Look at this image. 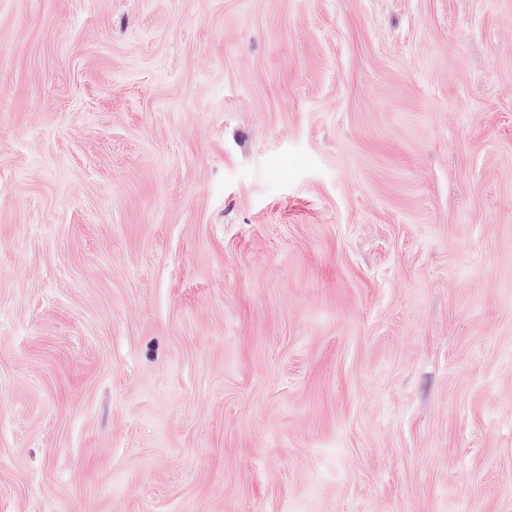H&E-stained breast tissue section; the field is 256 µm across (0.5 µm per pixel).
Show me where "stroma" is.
I'll list each match as a JSON object with an SVG mask.
<instances>
[{
  "label": "stroma",
  "mask_w": 512,
  "mask_h": 512,
  "mask_svg": "<svg viewBox=\"0 0 512 512\" xmlns=\"http://www.w3.org/2000/svg\"><path fill=\"white\" fill-rule=\"evenodd\" d=\"M0 512H512V0H0Z\"/></svg>",
  "instance_id": "35a3bbf8"
}]
</instances>
